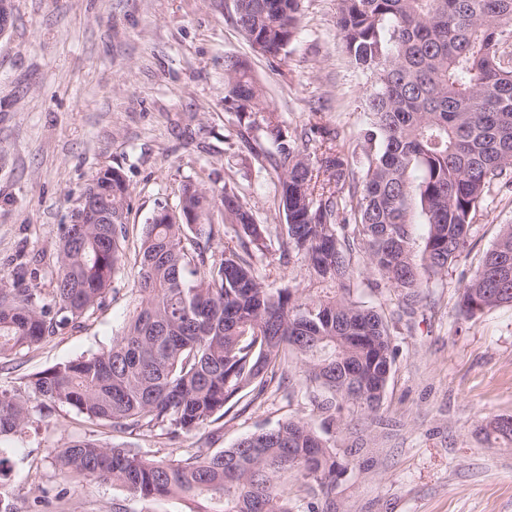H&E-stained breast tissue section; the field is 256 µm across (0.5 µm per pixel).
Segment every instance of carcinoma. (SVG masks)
Wrapping results in <instances>:
<instances>
[{
    "label": "carcinoma",
    "mask_w": 512,
    "mask_h": 512,
    "mask_svg": "<svg viewBox=\"0 0 512 512\" xmlns=\"http://www.w3.org/2000/svg\"><path fill=\"white\" fill-rule=\"evenodd\" d=\"M234 11L252 49L276 59L297 34L302 3L234 0ZM335 25L370 80L362 172L339 132L315 124L288 135L247 64L224 58V103L242 145L271 166L285 223H258L229 183L186 180L172 211L196 223L145 225L139 304L123 335L99 354L34 373L25 395L0 390V437L22 433L35 399L116 433L158 429L175 440L210 430L245 396L259 399L279 370L319 389L313 402L332 424L338 398L377 412L399 348L387 318L353 295V254L363 247L405 313L466 254L489 188L512 169V58L501 52L512 45V0H339ZM86 190L102 202L101 222L58 226L51 288L35 269L28 283L0 281V358L80 323L112 291L126 258L129 183L106 168ZM413 209L428 226L419 256ZM259 255L302 263L309 288L269 291ZM504 306L512 307V224L462 288L457 311L472 320ZM485 434L511 444L512 416L492 419ZM49 454L66 477L110 481L137 501L181 497L190 512H293L288 479L328 496L348 465L302 418L179 458L87 437Z\"/></svg>",
    "instance_id": "obj_1"
}]
</instances>
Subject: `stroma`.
<instances>
[{"label": "stroma", "instance_id": "obj_1", "mask_svg": "<svg viewBox=\"0 0 512 512\" xmlns=\"http://www.w3.org/2000/svg\"><path fill=\"white\" fill-rule=\"evenodd\" d=\"M337 0H303L299 33L281 62L251 49L233 0H14V26L0 38V280L13 282L31 256L55 258L57 229L100 169L130 184L127 259L106 304L37 348L0 359V389L24 391L47 367L111 347L138 302L135 251L158 203L176 205L190 177L234 184L258 222L283 223L276 178L242 152L224 106V59L245 60L289 135L314 123L349 144L369 121V84L341 51ZM512 224V174L494 183L470 252L439 279L413 315L399 294L366 273L356 298L390 318L400 348L380 410L345 407L330 434L349 465L329 512H512V446L486 438L512 415V307L459 323L461 289ZM310 390H268L224 418L220 438L115 433L69 407H34L21 434L0 442L11 471L0 477L16 512H187L176 497L131 500L119 486L64 477L49 451L90 435L107 444L179 457L228 448L301 417L322 429Z\"/></svg>", "mask_w": 512, "mask_h": 512}]
</instances>
